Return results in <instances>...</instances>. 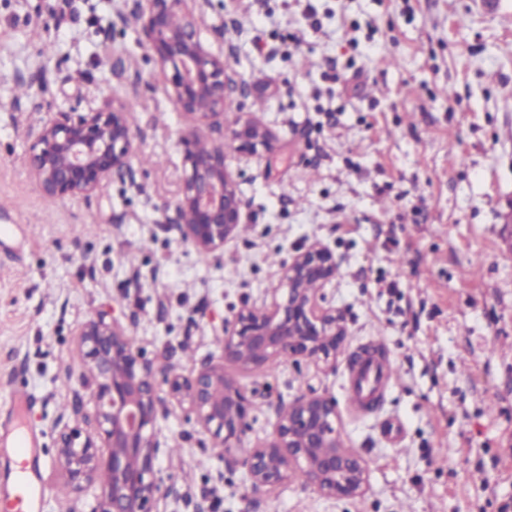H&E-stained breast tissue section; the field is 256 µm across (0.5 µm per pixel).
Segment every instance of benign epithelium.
<instances>
[{
    "mask_svg": "<svg viewBox=\"0 0 512 512\" xmlns=\"http://www.w3.org/2000/svg\"><path fill=\"white\" fill-rule=\"evenodd\" d=\"M141 27L156 64L170 72L178 108L200 124L224 114L232 83L224 56L202 40L189 0H145ZM198 129L182 136L189 166L175 202L182 239L210 255L224 249L242 224V200L229 172L227 150L255 154L271 147L260 124L245 120L207 151L192 147ZM29 174L46 196L65 199L98 192L114 173L125 172L134 150L129 112L110 102L76 118L64 112L29 133ZM336 277V257L321 241L299 248L268 292L262 308L241 307L224 321V360L258 370L276 359L330 368L347 341L342 312L329 307L325 288ZM83 358L93 381L95 434L75 429L60 434L58 462L72 493L92 486L100 494L92 512H153L161 494L154 462L158 419L155 374L169 394L224 447V463L241 465L249 488L285 484L300 473L322 496L350 499L368 486V463L340 443L336 402L303 393L280 408L272 437L238 459L251 407L246 390L226 376L224 364L207 363L184 375L169 365L155 371L124 328L102 315L82 327ZM103 440L99 446L97 440ZM109 480L100 484V473Z\"/></svg>",
    "mask_w": 512,
    "mask_h": 512,
    "instance_id": "obj_1",
    "label": "benign epithelium"
}]
</instances>
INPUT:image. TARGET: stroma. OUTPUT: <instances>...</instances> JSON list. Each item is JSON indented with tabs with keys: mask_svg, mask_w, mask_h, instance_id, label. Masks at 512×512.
<instances>
[{
	"mask_svg": "<svg viewBox=\"0 0 512 512\" xmlns=\"http://www.w3.org/2000/svg\"><path fill=\"white\" fill-rule=\"evenodd\" d=\"M191 0L203 40L238 86L225 123L253 119L273 154L227 165L245 221L218 256L184 242L172 205L185 176L181 112L143 44L139 0H0V410L36 427L42 512H91L57 463L62 425L90 433L81 326L118 320L154 364L220 362L222 323L263 307L298 247L322 241L347 347L375 340L397 379L356 417L335 368L227 366L252 399L245 447L280 403L336 401L369 489L332 500L306 481L249 490L216 441L158 393V512H512V0ZM338 74L326 80L325 72ZM112 101L133 117L129 170L87 197L53 199L28 174L27 134L49 112ZM161 157L158 165L147 164ZM20 386L28 403L12 404ZM400 422L391 446L385 420Z\"/></svg>",
	"mask_w": 512,
	"mask_h": 512,
	"instance_id": "1",
	"label": "stroma"
}]
</instances>
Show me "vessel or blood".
<instances>
[{
	"mask_svg": "<svg viewBox=\"0 0 512 512\" xmlns=\"http://www.w3.org/2000/svg\"><path fill=\"white\" fill-rule=\"evenodd\" d=\"M395 379V365L386 351L376 343H368L353 349L349 355L346 394L350 411L363 416L390 388ZM37 430H28L16 444V453L24 460L21 474L10 482L4 503L10 512H41L48 488L43 480L45 462L33 453L38 441Z\"/></svg>",
	"mask_w": 512,
	"mask_h": 512,
	"instance_id": "vessel-or-blood-1",
	"label": "vessel or blood"
}]
</instances>
